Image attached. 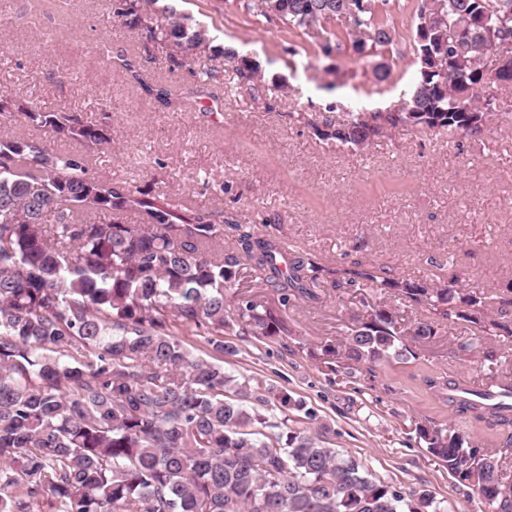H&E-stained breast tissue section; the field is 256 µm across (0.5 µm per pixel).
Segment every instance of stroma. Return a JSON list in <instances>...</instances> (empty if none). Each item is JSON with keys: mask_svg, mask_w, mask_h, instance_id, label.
Returning <instances> with one entry per match:
<instances>
[{"mask_svg": "<svg viewBox=\"0 0 512 512\" xmlns=\"http://www.w3.org/2000/svg\"><path fill=\"white\" fill-rule=\"evenodd\" d=\"M115 4L66 0L32 23L34 0H0V98L57 112H109L112 142L89 152L91 174L223 209L225 246L234 244V224L263 220L269 232L315 256L325 269L320 302L282 310L295 336L234 337L238 352L225 357V368L288 392L293 407L268 412L269 424L344 451L402 491H432L450 512H481L472 489L414 432L426 416L469 428L466 416L435 408L420 380L430 370L453 380L484 377L481 350L456 351L463 325L441 322L419 361L376 369L370 379L330 370L310 350L336 339L365 303L384 301L374 288L362 298L332 288L334 273L357 265L440 284L454 278L459 287L512 298V88L498 90L505 108L481 143L458 147L444 132L399 128L364 150L339 147L319 140L308 118L332 103L342 112L399 104L416 76L409 39L417 0H399L395 44L379 59L348 44L324 55L307 34L258 16L243 0H151L147 13L173 6L203 26L212 45L230 44L252 60L266 88L251 98L219 59L214 89L224 96L223 112H171L101 61L105 43L131 55L147 79L193 82L190 66L171 67L169 47L124 27ZM380 62L391 69L382 84L373 75ZM208 178L230 192L214 195Z\"/></svg>", "mask_w": 512, "mask_h": 512, "instance_id": "1", "label": "stroma"}]
</instances>
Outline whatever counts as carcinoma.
<instances>
[{
  "label": "carcinoma",
  "mask_w": 512,
  "mask_h": 512,
  "mask_svg": "<svg viewBox=\"0 0 512 512\" xmlns=\"http://www.w3.org/2000/svg\"><path fill=\"white\" fill-rule=\"evenodd\" d=\"M270 0L245 4L321 41L330 54L342 36L383 53L393 44L389 0ZM116 16L150 42L177 49L175 66L218 57L233 64L240 87L259 96L256 65L235 49L210 45L205 31L173 6L160 16L142 0H122ZM411 45L417 75L405 101L385 112L318 114L322 141L365 149L399 127L443 130L471 141L498 111L492 86L480 85L484 56L512 62V0H419ZM146 96L171 112L216 102L214 68L199 67L191 88L147 81L125 54L102 55ZM30 126L94 150L111 141V115L50 112L35 102L0 99ZM138 214L129 224L123 214ZM224 251V212L183 206L151 190L91 177L87 157L61 154L42 139L0 133V512H448L426 489L400 491L350 456L301 431L267 434L264 406L288 407L284 392L224 370L236 348L224 336L276 340L294 334L271 303L240 287V260L252 282L280 305L319 300L322 267L311 255L235 224ZM353 271L345 281L377 288L429 313L405 326L388 302L364 304L343 339L321 346L325 362L347 374L417 358L415 344L442 320L468 323L457 344L466 354L493 336L512 337V300L495 311L485 292ZM200 336L207 357L176 335ZM429 393L453 413L492 430L512 428L509 410L453 397L456 382L426 376ZM417 438L453 477L473 487L485 512H512V433L482 448L453 427L415 426Z\"/></svg>",
  "instance_id": "cac0c4a2"
}]
</instances>
